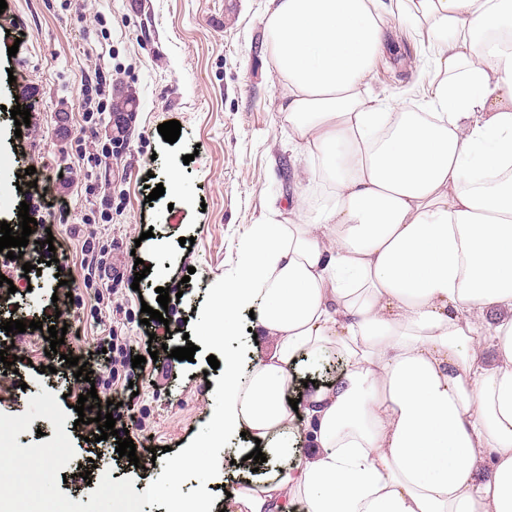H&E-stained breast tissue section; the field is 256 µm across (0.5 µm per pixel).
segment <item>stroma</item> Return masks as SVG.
I'll return each instance as SVG.
<instances>
[{"label": "stroma", "instance_id": "stroma-1", "mask_svg": "<svg viewBox=\"0 0 512 512\" xmlns=\"http://www.w3.org/2000/svg\"><path fill=\"white\" fill-rule=\"evenodd\" d=\"M0 13V222L18 220L21 204L37 224L28 254L52 240L62 261L23 272L21 259L0 253V273L15 293L0 294V322H40L15 335L0 329L13 370L0 377V413L19 415L41 390L69 409L75 449L68 481L58 488L88 502L101 473L148 487L163 471L169 447L187 446L211 418L212 385L223 369L208 356L247 358L252 319L239 314L235 336L213 348L201 325L239 248L262 212L281 207L295 184L288 131L279 110L282 88L270 69L261 19L268 0H6ZM390 14L387 47L369 81L372 95L420 101L432 78L425 35ZM17 46L16 55L8 47ZM134 95L136 112L118 131L112 100ZM30 111L15 127L14 105ZM181 134L164 141L159 124ZM34 168L26 176V168ZM165 193L148 200L150 188ZM192 239L191 247L180 238ZM101 258L88 268L86 250ZM150 267L135 280L136 260ZM180 288L163 321L143 325L142 305L157 288ZM67 326L54 356L45 325ZM192 342L193 361L169 357ZM157 359H148V351ZM86 362L91 381L70 380L64 354ZM146 358L133 367L134 356ZM119 403L115 427L128 430L139 465L116 452L115 438L94 441L77 424L81 394ZM95 474L79 476L85 464Z\"/></svg>", "mask_w": 512, "mask_h": 512}]
</instances>
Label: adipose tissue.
<instances>
[{"label": "adipose tissue", "mask_w": 512, "mask_h": 512, "mask_svg": "<svg viewBox=\"0 0 512 512\" xmlns=\"http://www.w3.org/2000/svg\"><path fill=\"white\" fill-rule=\"evenodd\" d=\"M408 13L434 71L418 107L362 93L379 0L262 17L308 165L298 221L251 225L203 327L256 313L247 371L225 357L212 396L215 430L245 436L238 512H512V0ZM328 356L343 372L300 387Z\"/></svg>", "instance_id": "adipose-tissue-1"}]
</instances>
